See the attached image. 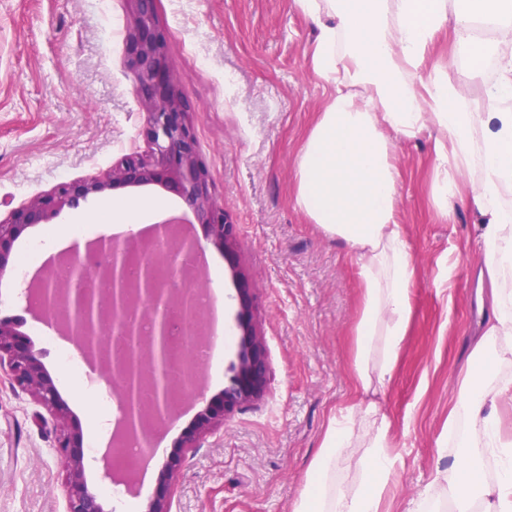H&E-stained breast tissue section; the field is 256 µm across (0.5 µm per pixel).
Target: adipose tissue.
Masks as SVG:
<instances>
[{
  "instance_id": "obj_1",
  "label": "adipose tissue",
  "mask_w": 512,
  "mask_h": 512,
  "mask_svg": "<svg viewBox=\"0 0 512 512\" xmlns=\"http://www.w3.org/2000/svg\"><path fill=\"white\" fill-rule=\"evenodd\" d=\"M317 29L311 56L315 75L334 92L318 113L295 158L294 204L327 237L356 256L361 286L354 327L352 375L365 394L332 420L312 461L293 512H380L393 467L390 423L372 395L393 375L412 317L416 270L397 218L400 171L397 140L437 132L434 195L440 216L453 220L459 181L466 204L481 217L478 240L489 281L490 316L474 352L495 347L512 357V208L501 195L512 189V0H293ZM456 53L471 61L470 76L494 57L497 76L484 86L481 109L466 106L468 86L450 81L429 54L443 31ZM164 200H113L81 216L134 232ZM512 404V379L490 381L466 369L449 430L466 421L481 434L476 450L460 456L447 480L458 512H471L480 493L485 512H512V439L501 429L499 408ZM365 450L362 481L337 483L353 441ZM494 457L498 474L482 479L479 462Z\"/></svg>"
}]
</instances>
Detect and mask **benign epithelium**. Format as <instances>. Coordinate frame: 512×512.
I'll use <instances>...</instances> for the list:
<instances>
[{"label":"benign epithelium","mask_w":512,"mask_h":512,"mask_svg":"<svg viewBox=\"0 0 512 512\" xmlns=\"http://www.w3.org/2000/svg\"><path fill=\"white\" fill-rule=\"evenodd\" d=\"M130 18L126 27V65L136 77L135 94L146 110L144 135L147 154L133 153L112 166L103 178L61 183L49 194L36 196L15 209L0 224V272L8 268L11 245L26 227L48 224L64 207H76L91 195L116 186L139 187L159 184L178 195L207 226L211 242L226 251L234 249V224L224 205L213 198L207 171L196 152V138L189 121L190 107L169 76L166 44L155 16V0H128ZM175 241L171 225L159 226L155 242L142 245L134 236L124 243L99 241V250L109 257L102 267L88 269L82 260L73 259L74 277L63 284L47 278L40 288L28 291L56 295L54 306L40 307L42 314L60 324L73 336L84 353L101 356V369L122 405L119 436L147 439L154 424L168 419L178 394L194 377L191 367L178 374L159 372L169 349L165 311L182 308L187 325L186 344L206 339L193 302V289L170 288L161 280L159 267H171L175 259L167 247ZM141 262V277L131 282L126 277L129 262ZM250 302H241L238 327L242 338L236 360L229 365L231 376L221 397L206 404L195 428L183 436L181 447L194 448L197 441L224 424L226 414L246 405L263 392L268 363L263 338L246 320ZM7 360L14 384L30 392L43 406L63 419L70 410L53 377L33 352L25 334L10 319L0 320V361ZM151 384L163 394V402L143 404L140 388ZM56 448L67 470V512H107L101 495L88 484L83 444L76 431L68 428L57 437ZM182 466L172 456L159 468V484L164 493L149 500L143 512H170L167 490L175 484Z\"/></svg>","instance_id":"obj_1"}]
</instances>
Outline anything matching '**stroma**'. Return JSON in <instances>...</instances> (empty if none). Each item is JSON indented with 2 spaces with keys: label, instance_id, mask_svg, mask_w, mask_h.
Returning <instances> with one entry per match:
<instances>
[{
  "label": "stroma",
  "instance_id": "35a3bbf8",
  "mask_svg": "<svg viewBox=\"0 0 512 512\" xmlns=\"http://www.w3.org/2000/svg\"><path fill=\"white\" fill-rule=\"evenodd\" d=\"M127 0H0V220L64 182L109 172L146 152L144 114L125 65ZM170 79L188 100L199 157L213 196L236 227L227 252L192 231L224 277L226 352L207 397L228 384L242 296L264 338L262 396L231 412L196 447L175 442L201 406H177L162 433L183 459L171 512H292L331 419L356 393L351 372L360 285L356 258L293 203L294 155L328 90L314 74L316 31L293 0H156ZM435 129L397 141L398 222L416 268L414 310L398 365L378 400L395 460L381 512H412L435 472L467 453L470 436L448 438L475 336L483 327L477 272L479 216L458 205L455 222L433 199ZM155 197L188 215L153 184L120 187L63 208L54 227L114 199ZM88 436L101 407L94 391L54 370ZM60 421L0 368V512H66Z\"/></svg>",
  "mask_w": 512,
  "mask_h": 512
}]
</instances>
